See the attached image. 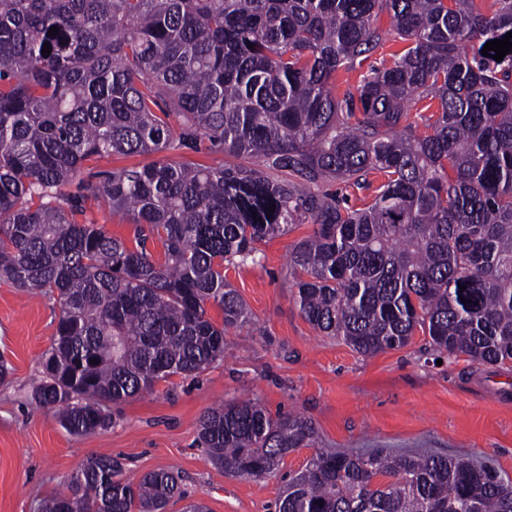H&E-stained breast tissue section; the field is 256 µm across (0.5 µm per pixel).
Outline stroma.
<instances>
[{
	"label": "stroma",
	"mask_w": 512,
	"mask_h": 512,
	"mask_svg": "<svg viewBox=\"0 0 512 512\" xmlns=\"http://www.w3.org/2000/svg\"><path fill=\"white\" fill-rule=\"evenodd\" d=\"M404 47L387 38L354 70L338 73L336 95L371 68L390 66ZM310 230L296 225L262 243L258 263L225 268L252 322L230 330L223 360L113 406L112 428L83 437L30 398L55 335V298L0 280V359L11 368L0 383V512H40L71 473L103 455L121 457L133 482L157 469L178 471L209 512H274L283 475L301 470L310 449L286 455L279 475L241 480L225 477L196 443L205 411L248 396L270 412L309 417L331 448L466 457L512 480V368L463 355L436 362L419 333L403 348L369 357L318 333L294 303L288 272L289 251Z\"/></svg>",
	"instance_id": "35a3bbf8"
}]
</instances>
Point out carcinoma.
<instances>
[{"label": "carcinoma", "instance_id": "cac0c4a2", "mask_svg": "<svg viewBox=\"0 0 512 512\" xmlns=\"http://www.w3.org/2000/svg\"><path fill=\"white\" fill-rule=\"evenodd\" d=\"M474 2L0 0V278L60 310L31 401L92 435L112 427L109 405L223 359L228 330L251 320L224 265L256 263L294 224L312 225L288 269L318 332L369 356L419 330L441 355L512 364V52L481 53L512 32V0L489 14ZM383 11L408 48L337 97V73L386 41ZM428 98L435 120L418 135L403 121ZM203 144L253 166L165 157L80 177L93 159ZM372 173L385 181L358 209L320 190H363ZM100 202L135 225V248L88 212ZM197 438L235 479L313 449L276 512H512V481L488 465L324 448L311 419L254 398L206 411ZM65 485L42 512L184 498L179 474L134 484L110 456Z\"/></svg>", "mask_w": 512, "mask_h": 512}]
</instances>
